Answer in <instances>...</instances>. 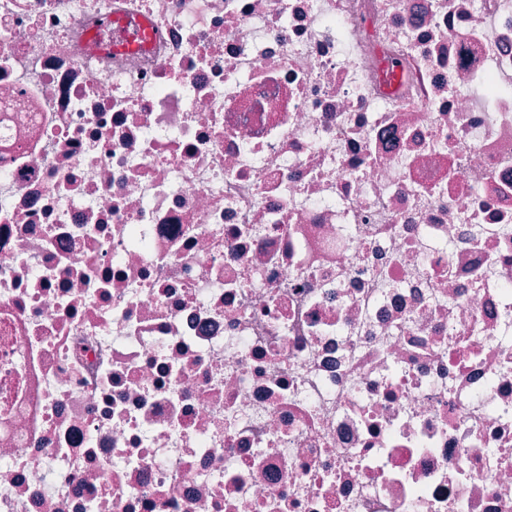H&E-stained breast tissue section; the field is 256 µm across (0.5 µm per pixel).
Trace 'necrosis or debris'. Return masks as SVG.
I'll return each mask as SVG.
<instances>
[{"label": "necrosis or debris", "mask_w": 512, "mask_h": 512, "mask_svg": "<svg viewBox=\"0 0 512 512\" xmlns=\"http://www.w3.org/2000/svg\"><path fill=\"white\" fill-rule=\"evenodd\" d=\"M0 512H512V0H0Z\"/></svg>", "instance_id": "necrosis-or-debris-1"}]
</instances>
